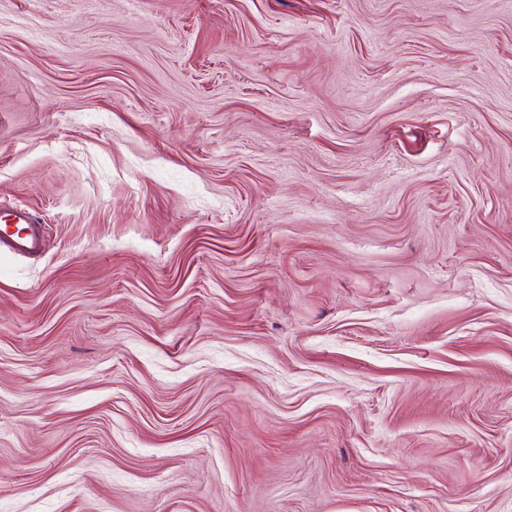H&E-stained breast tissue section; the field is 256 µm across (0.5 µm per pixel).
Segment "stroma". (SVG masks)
<instances>
[{"mask_svg": "<svg viewBox=\"0 0 512 512\" xmlns=\"http://www.w3.org/2000/svg\"><path fill=\"white\" fill-rule=\"evenodd\" d=\"M0 512H512V0H0ZM4 224L25 225L17 233L2 231L0 235V257L25 255H38L43 248V228L37 223L36 218L30 212L16 209L7 212L4 216L1 212Z\"/></svg>", "mask_w": 512, "mask_h": 512, "instance_id": "stroma-1", "label": "stroma"}]
</instances>
